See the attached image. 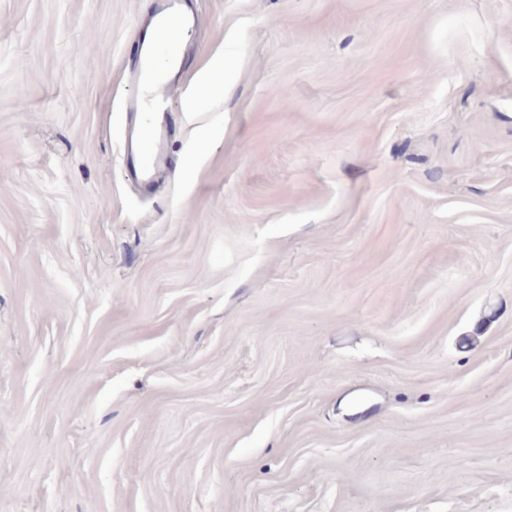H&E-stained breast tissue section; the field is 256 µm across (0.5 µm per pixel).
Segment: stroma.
I'll return each mask as SVG.
<instances>
[{
  "label": "stroma",
  "mask_w": 512,
  "mask_h": 512,
  "mask_svg": "<svg viewBox=\"0 0 512 512\" xmlns=\"http://www.w3.org/2000/svg\"><path fill=\"white\" fill-rule=\"evenodd\" d=\"M154 3L0 0L9 512H512V0H182L146 186ZM177 91L176 81L160 82L155 84L154 93L148 98L143 93H138L129 97L126 101V107L129 112H140L152 100L153 109H157L160 115H166L173 108L175 94ZM153 97V99H152ZM164 163L161 149V135L147 126L138 138L134 156V170L147 175L152 169Z\"/></svg>",
  "instance_id": "35a3bbf8"
}]
</instances>
